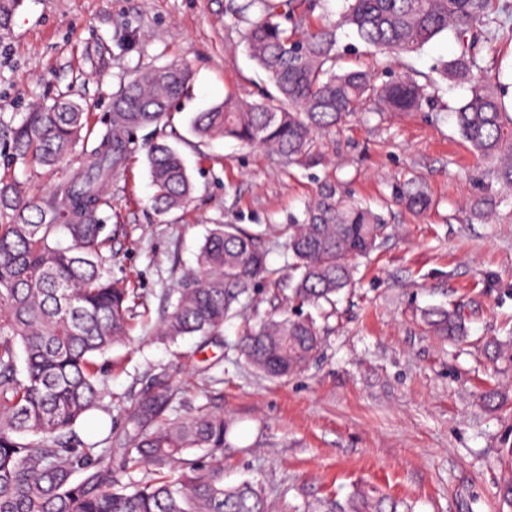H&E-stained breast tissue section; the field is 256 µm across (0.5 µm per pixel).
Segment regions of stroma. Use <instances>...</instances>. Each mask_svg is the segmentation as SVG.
Here are the masks:
<instances>
[{"label": "stroma", "mask_w": 512, "mask_h": 512, "mask_svg": "<svg viewBox=\"0 0 512 512\" xmlns=\"http://www.w3.org/2000/svg\"><path fill=\"white\" fill-rule=\"evenodd\" d=\"M228 0H21L0 28V124L61 94L86 105L95 132L113 94L141 69L187 64L192 79L166 122L170 144L192 177L191 202L156 211L145 150L111 181L112 276L136 288L148 311L133 340L98 359L113 409L92 411L75 430L85 440L110 433L121 408L148 379L184 389L178 416L200 406L229 425L224 481L250 480L272 512H327L361 486L405 501L409 512H512L499 494L512 475V361H490L487 341L512 340V195L493 217L471 202L498 190L493 162L477 158L452 114L469 95L464 83L439 81L414 112L362 109L336 133L318 137L313 166L283 167L263 149L225 138L193 141V116L225 95L259 99L268 75L244 49L243 22ZM345 68L429 74L457 51L441 35L421 51L388 60L346 27L337 31ZM73 173L23 167L0 178L49 193ZM418 177L433 206L418 216L393 202L396 186ZM388 199L387 228L358 262L356 284L321 322V346L308 366L270 379L241 356L245 322L279 313L285 287L264 285L223 335L201 342L162 339L156 327L172 290L195 268L207 228L238 224L267 231L270 267H285L279 227L302 217L321 183ZM459 309L468 337L450 343L429 333L423 316ZM500 396L483 399L486 388Z\"/></svg>", "instance_id": "1"}]
</instances>
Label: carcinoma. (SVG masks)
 <instances>
[{
	"mask_svg": "<svg viewBox=\"0 0 512 512\" xmlns=\"http://www.w3.org/2000/svg\"><path fill=\"white\" fill-rule=\"evenodd\" d=\"M317 2L228 0L231 15L254 14L242 42L268 72L273 91L256 101L229 94L196 113L197 138H232L289 164H311L317 136L336 130L363 104L411 112L436 83L405 72L379 84L366 70H336L338 28L350 27L389 56L421 50L450 31L459 52L438 74L470 85L469 98L453 112L457 127L475 154L496 162L502 189L512 192V116L498 93L501 76L488 77L477 50L479 33L501 27L496 0H345L338 22L315 26ZM190 79L191 71L176 63L136 74L112 97L105 131L81 168L51 193L0 184V512H270L252 482L224 485L229 427L223 412L200 407L181 418L166 416L181 400L179 385L156 382L100 441L85 442L74 430L107 394L95 357L125 343L134 321L146 315L136 289L112 278L106 185L124 170L137 132L159 129ZM86 128L84 103L62 96L26 113L0 143V157L11 167L54 170L85 141ZM146 157L155 209L185 207L193 183L180 151L159 135ZM396 197L416 214L431 205L414 181L397 188ZM497 206L491 194L473 203L488 217ZM385 230L368 203L325 180L304 219L285 229L291 307L241 330L249 364L274 379L305 368L321 338L303 307L335 308L354 283V261L373 251ZM266 257L259 236L238 224L213 225L158 335L172 342L223 335L224 323L255 288L281 283ZM425 322L437 336H467L453 310L432 309ZM399 506L360 488L338 512H399Z\"/></svg>",
	"mask_w": 512,
	"mask_h": 512,
	"instance_id": "1",
	"label": "carcinoma"
}]
</instances>
